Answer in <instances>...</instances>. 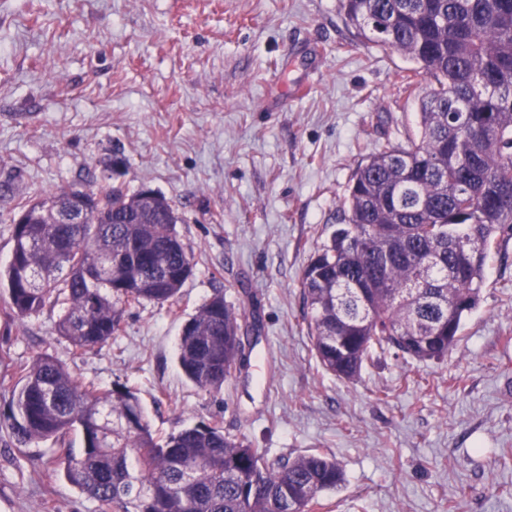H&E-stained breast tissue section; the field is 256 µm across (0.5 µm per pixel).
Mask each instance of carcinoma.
Wrapping results in <instances>:
<instances>
[{
  "label": "carcinoma",
  "mask_w": 512,
  "mask_h": 512,
  "mask_svg": "<svg viewBox=\"0 0 512 512\" xmlns=\"http://www.w3.org/2000/svg\"><path fill=\"white\" fill-rule=\"evenodd\" d=\"M347 28L427 77L420 138L386 142L358 163L339 200L340 224L300 278L320 366L357 380L392 353L440 359L480 303L498 237L512 235V0H339ZM72 188L19 206L0 288L19 318L57 310L55 335L74 352L100 348L125 309L173 303L194 267L169 201L141 204L121 185L89 193L83 224L36 214ZM245 314L217 292L186 321L178 360L186 377L220 391L244 358ZM4 421L23 447L54 440L50 464L98 512H312L345 483L321 453L268 461L218 424L157 436L136 392L81 383L40 354L8 382ZM82 434L76 454L65 443Z\"/></svg>",
  "instance_id": "carcinoma-1"
}]
</instances>
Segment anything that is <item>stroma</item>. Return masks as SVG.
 <instances>
[{"mask_svg": "<svg viewBox=\"0 0 512 512\" xmlns=\"http://www.w3.org/2000/svg\"><path fill=\"white\" fill-rule=\"evenodd\" d=\"M412 62L356 40L338 0H0V266L19 202L114 181L163 194L193 257L175 304L127 310L74 354L55 311L0 293L2 379L47 354L83 383L132 387L152 431L220 421L268 460L335 456L314 512H512V238L439 360L388 354L348 381L318 364L299 280L339 222L362 158L418 139ZM259 317L221 392L182 373L177 341L215 293ZM0 426V512H96Z\"/></svg>", "mask_w": 512, "mask_h": 512, "instance_id": "1", "label": "stroma"}]
</instances>
